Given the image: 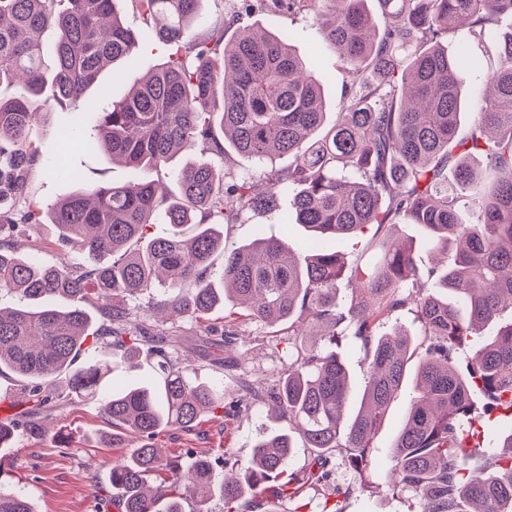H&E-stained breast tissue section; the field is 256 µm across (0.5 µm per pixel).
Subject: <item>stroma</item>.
<instances>
[{"label":"stroma","mask_w":512,"mask_h":512,"mask_svg":"<svg viewBox=\"0 0 512 512\" xmlns=\"http://www.w3.org/2000/svg\"><path fill=\"white\" fill-rule=\"evenodd\" d=\"M254 20L265 30L287 32L293 36L298 50L306 61L311 62V70L323 86L328 112L337 111L344 101L350 77L311 17L265 12L255 15ZM97 122L96 113L77 103L57 109L49 123L35 128L33 136L41 149V157L28 178L31 200L46 208L74 191L73 182L46 173L47 168L61 158L90 185L133 184L150 180L173 184L169 170L145 171L115 164L95 148L82 144L66 146L56 140L59 129L89 132ZM288 208V195H280L278 209L250 213L239 223L226 226L225 241L243 245L275 236L287 241L291 248H298L306 242L307 233L302 225L281 224L280 216ZM392 233L412 247L420 276H427L432 269L446 266V255L428 244L427 233L420 225L400 224L393 228ZM14 243L21 255L34 256L44 263H66L80 271L93 263L87 254L61 250L56 232L49 224L25 230L24 234L15 237ZM223 326L224 316L220 313L214 314L205 324L188 318L178 322L180 357L187 376H194L199 366L198 350L208 328L220 329ZM410 392V387H403L393 401L374 440L379 454V470L367 477L362 493L347 500L346 512H411V500L393 495L385 479L389 467L388 452L404 420ZM38 419L44 428L42 434L23 432L8 446L0 447V483L27 493L33 499L37 512H98L99 503L111 494L108 476L112 460L118 454L112 446V422L103 414L100 400L47 408ZM271 426L272 421L266 411L258 409L251 417L243 419L204 417L191 432L169 427L156 435L154 442L173 455L182 454L187 448L213 454L228 449L238 457L246 458Z\"/></svg>","instance_id":"obj_1"}]
</instances>
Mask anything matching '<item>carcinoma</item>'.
<instances>
[{
	"label": "carcinoma",
	"instance_id": "1",
	"mask_svg": "<svg viewBox=\"0 0 512 512\" xmlns=\"http://www.w3.org/2000/svg\"><path fill=\"white\" fill-rule=\"evenodd\" d=\"M120 0H0V204L27 198V175L39 161L34 127L55 106L85 100L95 87L97 126L88 141L113 162L160 170L197 149L229 148L257 172L231 177L208 162L173 172L178 192L149 181L86 185L47 209L30 203L7 218L0 236L20 224L49 222L58 241L97 260L80 272L45 264L0 247V292L28 304L0 307V375L33 382L28 406L0 423V447L15 432L39 434L34 416L59 394L48 382L65 376L70 399L100 395L112 370L139 359L162 373L157 387L134 386L110 395L112 426L141 437L112 466V498L122 512H208L202 495L215 482L214 465L235 478L220 483L224 512H267V496L297 504L327 488L321 512H345L347 500L374 470L373 442L391 403L414 372L413 395L391 451V490L413 512H512V432L502 444L470 446L476 406L490 414L512 409V0H378L385 18L377 34L366 0H243L235 11L193 31L201 0H129L147 30L122 21ZM313 15L336 48L351 85L333 122L319 81L291 39L245 21L255 12ZM56 34L55 62H42L41 35ZM165 49V61L119 100L98 85L101 72L133 63L142 39ZM488 72V91L468 134L458 136L460 76ZM290 159L276 169V159ZM292 191L291 219L308 229L304 251L280 238L229 246L215 226L277 208ZM467 207L474 221L460 220ZM167 224L151 236L147 228ZM396 224L429 230L436 249L455 251L452 264L422 280L411 250L382 232ZM375 258L352 266L328 248L332 238H361L369 227ZM223 253L220 276L212 257ZM349 295L339 298L338 284ZM193 285L184 292L183 285ZM162 287L153 303L194 319L227 301L248 304L245 317L265 337L271 374L255 377L236 352L238 333L225 329L206 355L232 373L229 390L183 375L180 337L155 333L127 300ZM93 288L105 301V323L93 328L81 306ZM73 302L61 311L51 302ZM408 309L420 328L386 331ZM489 322L493 336L481 335ZM351 337L363 355L364 389L358 412L350 403L349 373L334 349ZM107 349L104 359L75 362L87 340ZM476 354L462 365L459 349ZM276 407L272 430L250 459L229 452L215 459L186 452L168 459L151 444L163 428L191 430L207 415L249 414ZM309 448L291 470L293 435ZM160 479L158 487L151 479ZM0 512H35L21 491L0 487Z\"/></svg>",
	"mask_w": 512,
	"mask_h": 512
}]
</instances>
